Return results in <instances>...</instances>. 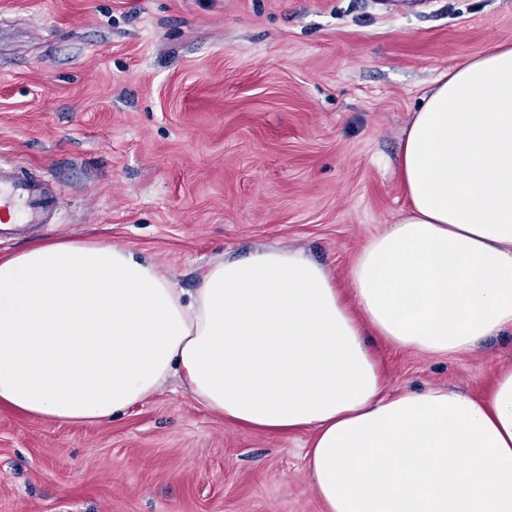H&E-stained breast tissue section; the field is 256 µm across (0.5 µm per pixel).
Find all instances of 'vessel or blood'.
I'll use <instances>...</instances> for the list:
<instances>
[{"mask_svg": "<svg viewBox=\"0 0 512 512\" xmlns=\"http://www.w3.org/2000/svg\"><path fill=\"white\" fill-rule=\"evenodd\" d=\"M61 206L59 194L47 180L33 176L25 163L0 164L1 224H41Z\"/></svg>", "mask_w": 512, "mask_h": 512, "instance_id": "obj_1", "label": "vessel or blood"}]
</instances>
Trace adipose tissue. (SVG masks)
<instances>
[{
  "label": "adipose tissue",
  "mask_w": 512,
  "mask_h": 512,
  "mask_svg": "<svg viewBox=\"0 0 512 512\" xmlns=\"http://www.w3.org/2000/svg\"><path fill=\"white\" fill-rule=\"evenodd\" d=\"M406 198L348 272L269 248L192 293L117 243L0 261V406L105 422L175 378L208 412L307 432L325 512H512V368L481 395L389 389L367 334L428 354L512 331V45L450 69L400 141Z\"/></svg>",
  "instance_id": "adipose-tissue-1"
}]
</instances>
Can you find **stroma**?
Returning <instances> with one entry per match:
<instances>
[{"mask_svg": "<svg viewBox=\"0 0 512 512\" xmlns=\"http://www.w3.org/2000/svg\"><path fill=\"white\" fill-rule=\"evenodd\" d=\"M512 43V0H0V161L63 208L0 235L123 244L193 290L303 250L339 284L398 216L400 138L441 73ZM391 389L478 394L512 333L455 355L378 336ZM309 436H270L176 383L93 424L0 408V512H324Z\"/></svg>", "mask_w": 512, "mask_h": 512, "instance_id": "1", "label": "stroma"}]
</instances>
